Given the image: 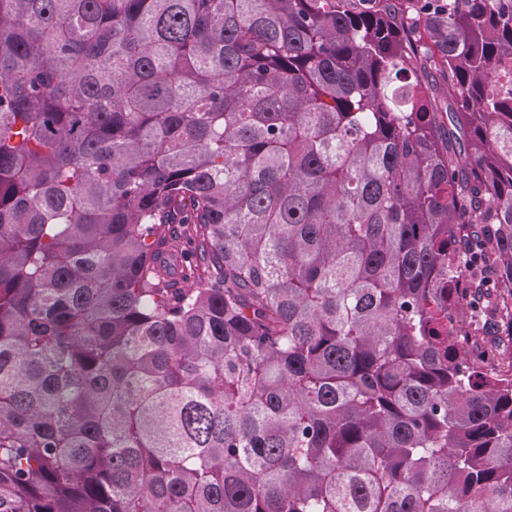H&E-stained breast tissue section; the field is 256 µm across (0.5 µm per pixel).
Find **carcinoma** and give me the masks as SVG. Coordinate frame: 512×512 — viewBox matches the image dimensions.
I'll return each mask as SVG.
<instances>
[{
    "label": "carcinoma",
    "instance_id": "obj_1",
    "mask_svg": "<svg viewBox=\"0 0 512 512\" xmlns=\"http://www.w3.org/2000/svg\"><path fill=\"white\" fill-rule=\"evenodd\" d=\"M370 2L0 0V512H512V0ZM426 80L438 112H445V107L448 105V84L446 85L439 72L429 68L426 69Z\"/></svg>",
    "mask_w": 512,
    "mask_h": 512
}]
</instances>
